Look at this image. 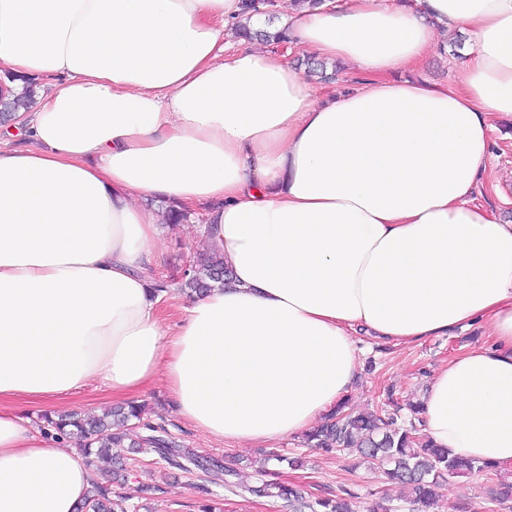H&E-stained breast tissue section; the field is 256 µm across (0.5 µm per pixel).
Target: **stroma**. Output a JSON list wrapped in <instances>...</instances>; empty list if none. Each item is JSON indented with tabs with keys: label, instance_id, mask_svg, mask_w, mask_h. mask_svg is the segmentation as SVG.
Returning a JSON list of instances; mask_svg holds the SVG:
<instances>
[{
	"label": "stroma",
	"instance_id": "35a3bbf8",
	"mask_svg": "<svg viewBox=\"0 0 512 512\" xmlns=\"http://www.w3.org/2000/svg\"><path fill=\"white\" fill-rule=\"evenodd\" d=\"M473 49L468 31L450 34L448 45L435 49L420 64L400 71L403 79L426 78L449 84L456 80L458 66L464 55ZM477 203L495 210L502 223L512 224V119L496 123L488 143L487 171L478 193ZM203 210L189 211L186 220L189 233L171 229L158 249L161 254L157 275L171 280L179 275L193 253L205 250L206 243L196 234L204 224ZM482 331L473 327L456 330L447 336H431L423 341L396 347L370 336H357L360 350V369L354 390L347 400L356 411H386L407 420L409 402L418 401L438 368L460 353L462 347L480 341ZM140 402L148 403L151 424L166 428L171 438L183 448H191L201 456L221 459L231 453L223 443L196 430L184 420L173 406L163 384H155L142 393ZM277 451L286 458L277 468L278 479L303 490L307 499L327 494L351 493L356 512H370L375 501L385 497L394 512H413V494L409 486L390 481L382 468L362 462L344 452L325 453L306 447L301 437L291 436L271 445L244 447L232 453L247 462V482H257L254 471L268 451ZM302 458L304 465L292 468L288 459ZM122 463L128 480L124 490L135 494L144 484L159 485V492L144 500L143 512H199L202 504L216 500L223 512H289L284 502L274 497H260L225 486L223 477L194 470L184 473L160 461L149 451L123 452ZM502 476L501 471L490 474L473 472L449 478L439 490V512H512V502H492L489 491Z\"/></svg>",
	"mask_w": 512,
	"mask_h": 512
}]
</instances>
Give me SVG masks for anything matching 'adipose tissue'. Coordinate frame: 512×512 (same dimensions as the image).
I'll return each mask as SVG.
<instances>
[{"label": "adipose tissue", "instance_id": "1", "mask_svg": "<svg viewBox=\"0 0 512 512\" xmlns=\"http://www.w3.org/2000/svg\"><path fill=\"white\" fill-rule=\"evenodd\" d=\"M278 10L292 47L360 86L319 98L267 45L226 47L242 0H0V69L52 81L0 136V512H76L91 483L16 405L160 381L196 429L264 445L352 391L360 328L400 346L484 326L435 372L422 431L512 471V224L474 202L512 118V0ZM462 28L455 83L395 79ZM151 197L206 207L233 273L173 332Z\"/></svg>", "mask_w": 512, "mask_h": 512}]
</instances>
